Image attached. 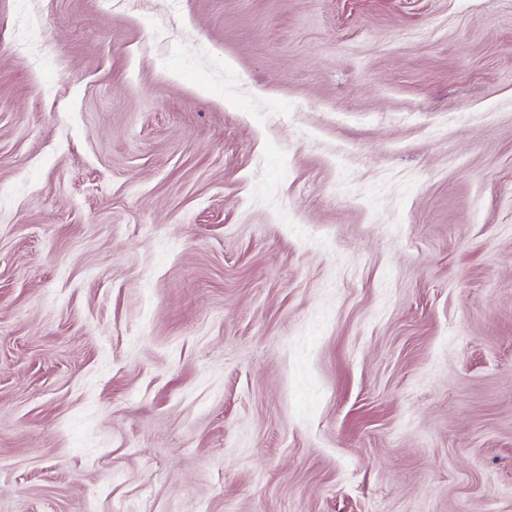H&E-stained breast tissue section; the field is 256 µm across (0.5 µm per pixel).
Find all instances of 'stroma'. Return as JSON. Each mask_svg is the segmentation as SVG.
I'll return each instance as SVG.
<instances>
[{
	"label": "stroma",
	"instance_id": "stroma-1",
	"mask_svg": "<svg viewBox=\"0 0 512 512\" xmlns=\"http://www.w3.org/2000/svg\"><path fill=\"white\" fill-rule=\"evenodd\" d=\"M512 512V0H0V512Z\"/></svg>",
	"mask_w": 512,
	"mask_h": 512
}]
</instances>
